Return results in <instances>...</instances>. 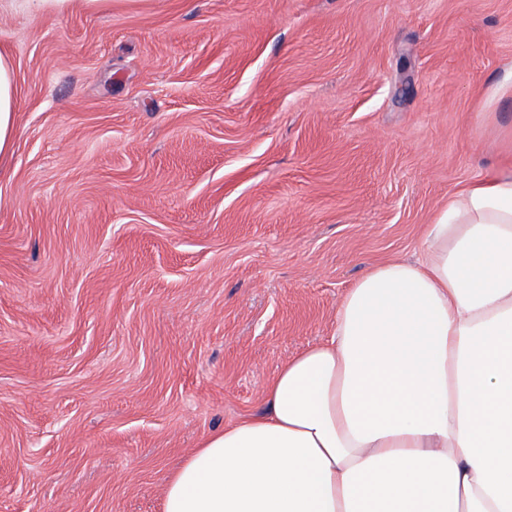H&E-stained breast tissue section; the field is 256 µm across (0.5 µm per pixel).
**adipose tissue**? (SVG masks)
<instances>
[{
  "mask_svg": "<svg viewBox=\"0 0 512 512\" xmlns=\"http://www.w3.org/2000/svg\"><path fill=\"white\" fill-rule=\"evenodd\" d=\"M19 94L0 52V155ZM265 395L185 459L163 512H512V171L449 195L419 257L361 277Z\"/></svg>",
  "mask_w": 512,
  "mask_h": 512,
  "instance_id": "adipose-tissue-1",
  "label": "adipose tissue"
}]
</instances>
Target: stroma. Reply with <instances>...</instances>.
<instances>
[{
	"instance_id": "1",
	"label": "stroma",
	"mask_w": 512,
	"mask_h": 512,
	"mask_svg": "<svg viewBox=\"0 0 512 512\" xmlns=\"http://www.w3.org/2000/svg\"><path fill=\"white\" fill-rule=\"evenodd\" d=\"M0 512H162L371 267L512 169V0H24Z\"/></svg>"
}]
</instances>
